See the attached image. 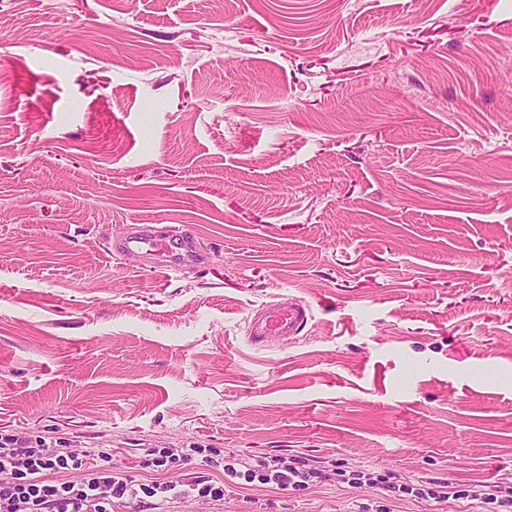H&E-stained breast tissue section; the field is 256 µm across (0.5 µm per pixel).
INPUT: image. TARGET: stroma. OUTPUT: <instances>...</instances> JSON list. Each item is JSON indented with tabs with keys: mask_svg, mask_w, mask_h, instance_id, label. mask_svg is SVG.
Segmentation results:
<instances>
[{
	"mask_svg": "<svg viewBox=\"0 0 512 512\" xmlns=\"http://www.w3.org/2000/svg\"><path fill=\"white\" fill-rule=\"evenodd\" d=\"M1 434L131 479L112 512L512 487V0H0ZM277 459L327 478L149 493ZM116 249L121 252H139L150 251L155 252L157 255L165 258L161 262L160 268L175 269L178 266L186 263H191L197 260V256L186 249L185 238L180 236H165L157 238L144 232L131 234L123 239ZM311 307L303 300H292L288 304H270L260 308L249 322L252 343L268 339H289L297 335L307 324Z\"/></svg>",
	"mask_w": 512,
	"mask_h": 512,
	"instance_id": "1",
	"label": "stroma"
}]
</instances>
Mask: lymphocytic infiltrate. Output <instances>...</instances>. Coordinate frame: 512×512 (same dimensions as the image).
Returning a JSON list of instances; mask_svg holds the SVG:
<instances>
[{
	"mask_svg": "<svg viewBox=\"0 0 512 512\" xmlns=\"http://www.w3.org/2000/svg\"><path fill=\"white\" fill-rule=\"evenodd\" d=\"M70 458L66 449L52 444L33 448L22 438L1 435L0 512H111L113 500L131 493L130 480L109 470L76 482L47 480V472L67 470ZM243 475L251 482L297 490L308 487L318 473L302 465L266 464Z\"/></svg>",
	"mask_w": 512,
	"mask_h": 512,
	"instance_id": "1",
	"label": "lymphocytic infiltrate"
}]
</instances>
